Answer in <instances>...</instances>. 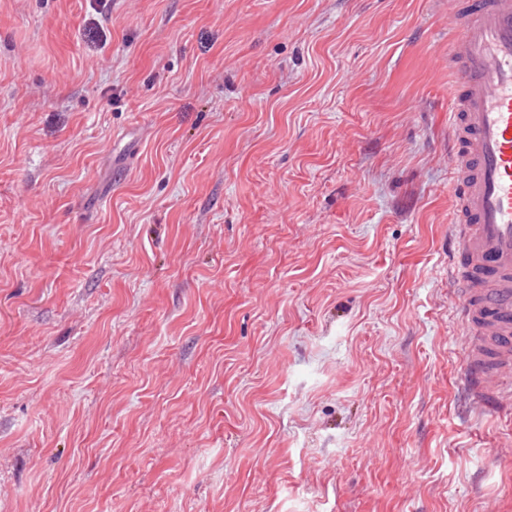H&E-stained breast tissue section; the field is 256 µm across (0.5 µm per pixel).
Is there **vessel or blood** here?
Listing matches in <instances>:
<instances>
[{"mask_svg":"<svg viewBox=\"0 0 512 512\" xmlns=\"http://www.w3.org/2000/svg\"><path fill=\"white\" fill-rule=\"evenodd\" d=\"M448 55L462 63L448 125L463 382L473 407L502 414L512 410V0H473L464 23H448Z\"/></svg>","mask_w":512,"mask_h":512,"instance_id":"vessel-or-blood-1","label":"vessel or blood"}]
</instances>
